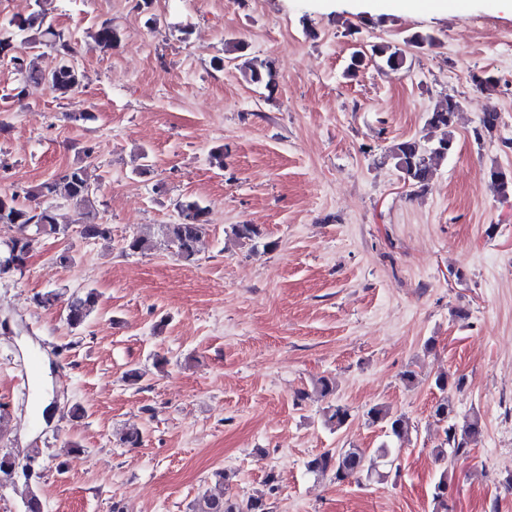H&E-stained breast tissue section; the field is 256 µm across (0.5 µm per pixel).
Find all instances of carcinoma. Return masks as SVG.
Instances as JSON below:
<instances>
[{
    "mask_svg": "<svg viewBox=\"0 0 512 512\" xmlns=\"http://www.w3.org/2000/svg\"><path fill=\"white\" fill-rule=\"evenodd\" d=\"M37 9L26 17H16L7 24H0V53H10L9 60L16 62L14 68L25 83L43 84L52 79L51 93L65 98L77 91L81 85V74L72 62L73 48L65 33L55 27L50 18L47 0H35ZM93 39L103 47H111L120 40L119 31L112 22L105 21L93 33ZM39 45L53 55L54 65L43 67L28 49ZM377 57L391 70L404 64L402 51L390 45H374L371 54L356 51L350 58L346 74L355 76L366 66L368 57ZM241 72L245 80L262 86L272 92L277 87L276 75L272 68L254 59L243 63ZM460 111L459 102L449 97L445 103L435 107L427 115V124L433 128H444V134L436 143L427 144L417 138L405 139L392 149L395 166L402 179L412 187L423 188L433 179L438 168L455 150L454 139L449 133ZM504 196L512 192V177L493 169L487 173ZM28 197L36 200V205L22 203L14 193H0V224L17 228L18 234L11 238L5 248H0V274L17 269L22 258L30 254L40 238L44 236L64 237L68 225L59 221L51 200L61 195L66 199L91 207L94 204V189L89 182L86 167L74 165L64 170L58 177L48 179L27 192ZM178 222L166 225L168 243L178 257L192 262L197 253L201 238L210 225L209 206L196 199H184L177 203ZM82 234L88 239L107 240L111 231L106 224H86ZM98 294L93 289L72 295L67 303V322L78 328L83 326L97 310ZM440 398L432 409V416L444 424L443 442L434 448L435 461L441 470L433 486L432 499L441 509L448 510V457H465L469 454V445L478 441L482 435L481 419L474 414L457 421L453 399L448 395L451 389L461 390L463 377L448 373H439L433 379ZM366 416L369 422L381 424L390 430L391 436L400 441L409 432V421L394 412L389 406L376 404L371 406ZM351 417L348 407L331 404L324 413V423L330 428L343 427ZM392 455L391 447L381 444L374 453L362 448H331L315 455L307 462V470L314 474L332 472L336 482L350 478L371 479L380 475L378 464ZM215 490L203 492L191 505V512H269L268 504L262 496H250L239 500L224 492V483L228 478L224 470L214 472Z\"/></svg>",
    "mask_w": 512,
    "mask_h": 512,
    "instance_id": "1",
    "label": "carcinoma"
}]
</instances>
